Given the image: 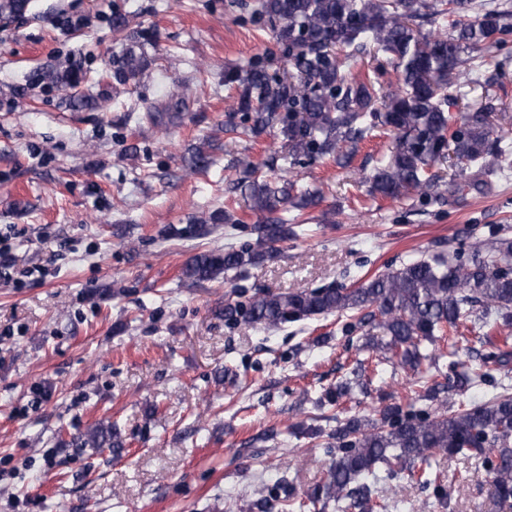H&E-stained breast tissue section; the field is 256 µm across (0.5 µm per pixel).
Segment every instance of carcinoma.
Here are the masks:
<instances>
[{
    "mask_svg": "<svg viewBox=\"0 0 512 512\" xmlns=\"http://www.w3.org/2000/svg\"><path fill=\"white\" fill-rule=\"evenodd\" d=\"M253 15L270 24L288 69L269 73L267 63L251 60L224 68V88L236 94L235 111L225 114L224 130L251 138L273 130L288 149L289 169L275 181L253 178L242 183L248 207L258 217L247 225L224 209L210 224L171 225L173 237L204 238L213 224L249 229L251 239L238 247L205 250L181 271L184 281L242 280L250 269L274 257L277 245L305 231L298 222L319 203L316 193L291 175L294 166L325 158L348 163L360 145L379 128L393 140L367 177V196L403 201L418 194L428 198L438 187L436 163L453 156L458 174L448 194L479 189L493 177L512 172V115L487 98L470 112H455L464 84L480 83L484 52L503 43L512 28L496 10L475 11L474 0H260ZM428 15L452 17V33L422 34L413 21ZM373 51L392 65L395 88L351 76V61ZM143 67V58L127 49L112 56V78L124 84ZM214 164L201 147L192 151L189 168L206 172ZM228 325L267 329L315 317L334 315L342 332L367 327L388 336L369 349L381 353L372 367L354 371L325 392L317 406H334L352 384L372 382L385 364L417 375L410 389L412 410L380 408V422L360 417L339 422L331 437L336 456L323 481L306 501L288 497L281 512L305 503L339 512H387L377 500L376 466L387 467L390 479L405 478L444 495L430 459L436 453L479 460L491 478L493 496L512 502V345L497 344L489 333L512 327V240L496 238L474 246L467 259L457 251L437 253L378 272L351 287H321L280 294L258 293L246 302L224 304L219 311ZM486 330L479 367L455 359L465 336L460 329ZM452 358V377L437 380L439 362ZM427 370H421L422 364ZM488 385L493 392L477 402L464 392ZM421 400L440 402L433 414L415 410ZM91 448H119L112 423L101 422L77 438Z\"/></svg>",
    "mask_w": 512,
    "mask_h": 512,
    "instance_id": "carcinoma-1",
    "label": "carcinoma"
}]
</instances>
